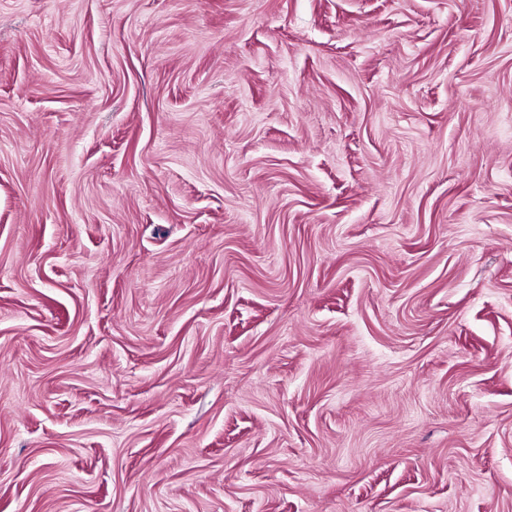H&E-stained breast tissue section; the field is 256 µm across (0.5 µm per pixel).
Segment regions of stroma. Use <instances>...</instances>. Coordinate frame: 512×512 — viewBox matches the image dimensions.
Segmentation results:
<instances>
[{"mask_svg": "<svg viewBox=\"0 0 512 512\" xmlns=\"http://www.w3.org/2000/svg\"><path fill=\"white\" fill-rule=\"evenodd\" d=\"M0 512H512V0H0Z\"/></svg>", "mask_w": 512, "mask_h": 512, "instance_id": "1", "label": "stroma"}]
</instances>
